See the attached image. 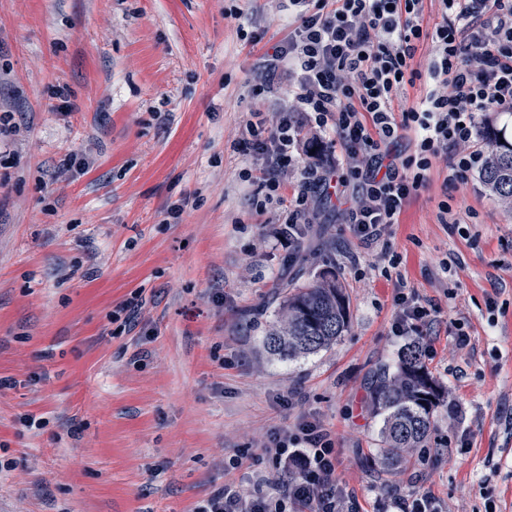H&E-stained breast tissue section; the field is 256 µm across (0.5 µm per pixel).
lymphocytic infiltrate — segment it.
Here are the masks:
<instances>
[{
	"mask_svg": "<svg viewBox=\"0 0 512 512\" xmlns=\"http://www.w3.org/2000/svg\"><path fill=\"white\" fill-rule=\"evenodd\" d=\"M290 2L298 9L293 29L263 53L251 87L252 97H271L277 73L288 76L289 104L276 122L260 117L245 124V144L264 160L253 177L256 206L282 199L280 173L297 171L289 236L312 222L317 196L335 187L344 220L369 245L399 223L436 159L445 160L449 180L459 184L481 170L477 113L512 112V0H439L442 20L430 33L424 0ZM425 37L433 55L423 73L412 61ZM423 76L431 89L395 110L394 99ZM306 129L314 143L334 133L339 149L326 164L302 157ZM405 139L417 144L406 157L394 151ZM262 456L290 478L258 473L249 487L224 485L195 512H357L336 474L331 435L318 422L271 436Z\"/></svg>",
	"mask_w": 512,
	"mask_h": 512,
	"instance_id": "obj_1",
	"label": "lymphocytic infiltrate"
}]
</instances>
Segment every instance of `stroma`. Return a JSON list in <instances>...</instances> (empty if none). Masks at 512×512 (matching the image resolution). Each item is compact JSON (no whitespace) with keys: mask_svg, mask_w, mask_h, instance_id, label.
<instances>
[{"mask_svg":"<svg viewBox=\"0 0 512 512\" xmlns=\"http://www.w3.org/2000/svg\"><path fill=\"white\" fill-rule=\"evenodd\" d=\"M292 21L288 0H0V512H195L270 472L263 445L306 417L361 512L427 491L441 512H512V207L439 163L369 246L317 199L295 264L271 231L297 175L256 211L239 143L288 100L250 87ZM325 270L348 330L269 356L279 283ZM401 292L432 314L423 362L448 399L425 452L392 466L368 383L408 342Z\"/></svg>","mask_w":512,"mask_h":512,"instance_id":"1","label":"stroma"}]
</instances>
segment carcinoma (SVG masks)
<instances>
[{
    "mask_svg": "<svg viewBox=\"0 0 512 512\" xmlns=\"http://www.w3.org/2000/svg\"><path fill=\"white\" fill-rule=\"evenodd\" d=\"M491 151L481 174L487 189L505 201L512 199V139L485 132ZM284 296L263 348L273 357L289 359L318 353L336 343L348 328L347 299L333 272L327 270L302 286L283 285ZM444 390L422 361L416 341L400 353L394 370L379 372L372 381L370 404L381 418L384 460L393 461L425 447L433 413Z\"/></svg>",
    "mask_w": 512,
    "mask_h": 512,
    "instance_id": "cac0c4a2",
    "label": "carcinoma"
}]
</instances>
